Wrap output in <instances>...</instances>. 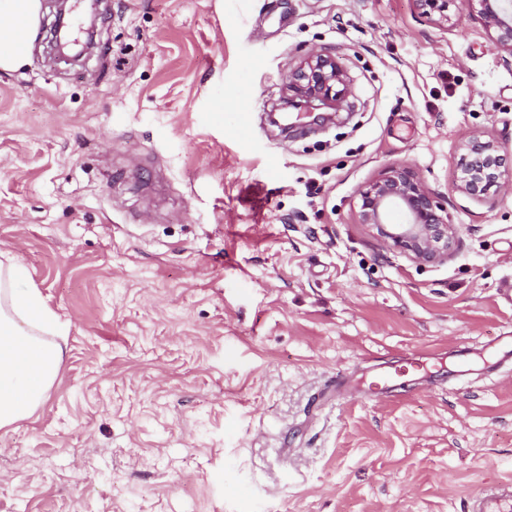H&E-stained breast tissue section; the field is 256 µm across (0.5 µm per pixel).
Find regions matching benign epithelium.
<instances>
[{"instance_id": "7a95c632", "label": "benign epithelium", "mask_w": 512, "mask_h": 512, "mask_svg": "<svg viewBox=\"0 0 512 512\" xmlns=\"http://www.w3.org/2000/svg\"><path fill=\"white\" fill-rule=\"evenodd\" d=\"M421 17L445 23L451 20L450 7L474 15L488 33L494 46L512 63V0H414ZM65 10H60L52 26L51 50L55 58L71 62L83 60L87 43L67 38L70 30ZM353 79L331 54L311 53L303 57L288 75L291 96L284 108L297 112H351L355 103ZM500 142L482 133H473L458 147L456 163L460 175L455 188L476 199L494 196L504 184L507 158L501 154ZM357 221L388 240L392 247L418 264L438 263L448 259L458 239L448 206L433 193L409 166L385 169L360 192ZM398 212L403 221H391Z\"/></svg>"}]
</instances>
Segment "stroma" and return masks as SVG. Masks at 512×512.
I'll return each instance as SVG.
<instances>
[{"mask_svg": "<svg viewBox=\"0 0 512 512\" xmlns=\"http://www.w3.org/2000/svg\"><path fill=\"white\" fill-rule=\"evenodd\" d=\"M100 47L0 71V252L69 325L37 410L0 430V512H466L512 480V185L454 189L457 146L512 152V67L413 0H103ZM354 79L343 125L266 121L306 54ZM406 165L459 242L418 265L356 209ZM430 353L442 382L364 392ZM423 358V355H412L380 364L370 374L367 389L384 398L395 397L396 383L400 378L423 374Z\"/></svg>", "mask_w": 512, "mask_h": 512, "instance_id": "35a3bbf8", "label": "stroma"}]
</instances>
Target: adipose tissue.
<instances>
[{"label":"adipose tissue","mask_w":512,"mask_h":512,"mask_svg":"<svg viewBox=\"0 0 512 512\" xmlns=\"http://www.w3.org/2000/svg\"><path fill=\"white\" fill-rule=\"evenodd\" d=\"M40 12V0H0L1 71L29 60ZM26 277L14 257L0 261V430L39 407L62 362L58 340L68 332L37 290H18Z\"/></svg>","instance_id":"1"}]
</instances>
